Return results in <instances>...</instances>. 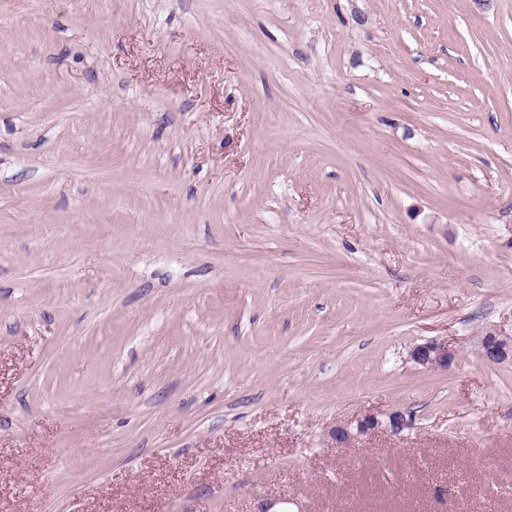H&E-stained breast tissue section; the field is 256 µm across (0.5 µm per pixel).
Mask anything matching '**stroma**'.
Returning <instances> with one entry per match:
<instances>
[{
	"label": "stroma",
	"instance_id": "35a3bbf8",
	"mask_svg": "<svg viewBox=\"0 0 512 512\" xmlns=\"http://www.w3.org/2000/svg\"><path fill=\"white\" fill-rule=\"evenodd\" d=\"M489 328L512 0H0V512H512ZM457 351L448 347L447 343L429 340L414 346L409 352V359L423 368L447 369L454 364ZM411 422L410 415L402 410H394L385 415H367L350 421H340L330 432V438L336 444H349L362 436L379 430L399 433Z\"/></svg>",
	"mask_w": 512,
	"mask_h": 512
}]
</instances>
